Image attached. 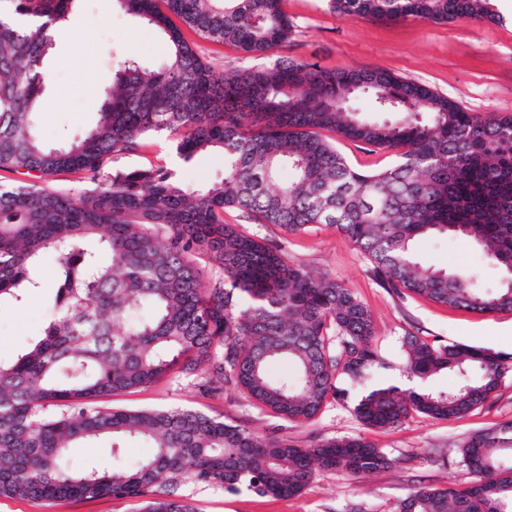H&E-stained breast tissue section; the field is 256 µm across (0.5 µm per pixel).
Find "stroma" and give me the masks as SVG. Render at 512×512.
Listing matches in <instances>:
<instances>
[{
	"mask_svg": "<svg viewBox=\"0 0 512 512\" xmlns=\"http://www.w3.org/2000/svg\"><path fill=\"white\" fill-rule=\"evenodd\" d=\"M502 22L456 21L436 24L422 20L392 22L349 17L330 9L328 0H287L294 30L288 42L264 56L243 53L234 46L186 32L196 53L217 72L272 66L282 56L309 61L326 69L383 68L407 80L425 84L463 108L486 116L512 115V0H496ZM167 45L158 32L116 9L113 0H79L75 16L54 34V47L45 60L49 81L44 105L36 118L40 137L54 146L67 145L91 128L112 84L119 61L135 55L147 67H157ZM164 165L177 171L191 189L203 188L224 169L216 152L197 154L190 162L176 155L168 132L149 138L137 151L112 159L116 170ZM250 233L278 246L291 262L311 272L335 278L369 309L375 345L389 368L379 380L414 388L403 368L400 340L413 333L425 340L465 344L512 356V312L480 315L441 306L429 300L396 295L372 278L371 263L355 244L335 229L319 226L291 236L271 224L249 225ZM415 253L422 266L475 275L490 288L496 269L459 240L420 238ZM55 275L52 256H44L38 277L41 289L20 306L0 312V361L16 358L39 338L51 316L49 287ZM118 408L183 406L223 414L264 436L285 437L299 445L312 438L361 435L387 455L388 469L348 476L321 472L308 487L290 498L231 494L200 485L181 488L183 499L198 512H396L401 499L417 488H441L448 481H467L469 474L456 454L458 443L471 434L512 422V374L494 397L465 417L437 420L414 414L395 427L364 426L351 405L329 404L309 424H287L252 406L238 392L204 394L193 379L166 377L133 393L107 398ZM136 499L72 500L46 506L22 498L0 497V512H140Z\"/></svg>",
	"mask_w": 512,
	"mask_h": 512,
	"instance_id": "obj_1",
	"label": "stroma"
}]
</instances>
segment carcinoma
<instances>
[{"label":"carcinoma","mask_w":512,"mask_h":512,"mask_svg":"<svg viewBox=\"0 0 512 512\" xmlns=\"http://www.w3.org/2000/svg\"><path fill=\"white\" fill-rule=\"evenodd\" d=\"M75 0H0V311L40 287L52 254L54 312L42 332L0 363V497L37 502L130 498L144 512H193L185 484L228 493L290 497L314 473L359 476L388 457L362 436L299 447L260 436L222 415L183 408L116 409L102 399L177 372L214 396L229 386L279 419L316 420L333 401H353L365 426L388 429L412 413L438 420L482 407L512 372V357L463 344L401 342L406 373L422 382L445 371L446 391L378 383L386 363L367 307L343 284L311 274L281 250L228 224L236 210L290 235L336 229L371 262L374 280L477 314L512 311V116L483 118L429 87L380 68L323 69L280 58L263 69L218 73L182 26L265 55L286 43V0H115L164 35L158 70L120 62L96 124L66 148L46 146L35 115L54 25ZM353 17L499 22L489 0H331ZM181 24H176V21ZM368 98L379 118L352 102ZM160 131L189 162L224 155V172L189 190L166 167L111 171ZM396 151L376 169L354 166L336 137ZM292 171L284 181L281 172ZM79 172L85 186L40 185ZM424 236L467 240L496 267L499 285L423 267ZM217 264L220 274L208 272ZM291 374L272 371L276 363ZM111 438L148 442L137 463L110 469L70 460L74 445ZM472 479L424 486L399 512H512V426L480 430L457 448Z\"/></svg>","instance_id":"cac0c4a2"}]
</instances>
